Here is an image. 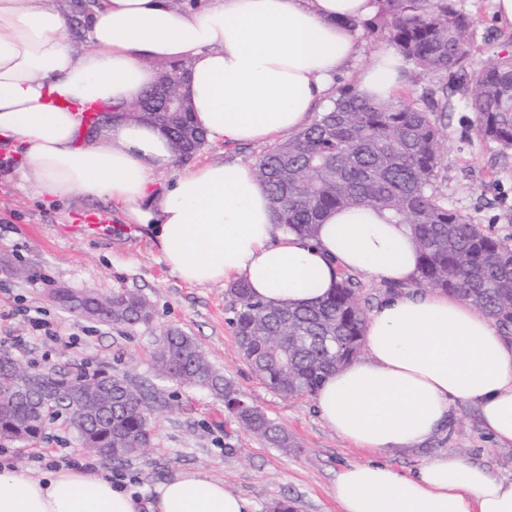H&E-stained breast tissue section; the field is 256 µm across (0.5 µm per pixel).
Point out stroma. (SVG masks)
<instances>
[{
  "instance_id": "1",
  "label": "stroma",
  "mask_w": 512,
  "mask_h": 512,
  "mask_svg": "<svg viewBox=\"0 0 512 512\" xmlns=\"http://www.w3.org/2000/svg\"><path fill=\"white\" fill-rule=\"evenodd\" d=\"M455 4L475 29L468 66L512 52V25L498 22L493 0ZM473 120L469 112H447L436 191L449 208L509 237L512 154L479 137ZM59 287L101 295L132 290L149 300L154 315L133 327L87 319L53 299ZM228 292L221 284L190 285L172 275L148 233L123 223L106 200L77 197L57 205L0 179V349L44 372L125 375L153 396V441L147 454L121 466L101 458L98 470L128 483L145 502L156 485L177 473L204 471L250 499L254 512H267L270 503L284 499L293 512H341L330 489L337 473L365 460V453L324 423L314 399L282 396L252 373L238 352ZM171 328L192 336L217 371L288 431L297 451L284 454L247 432L228 416L223 400L207 390L158 377L152 354ZM39 446L84 457L62 415L38 445L0 438V461L39 474L33 457ZM444 453L512 480V446L498 444L484 431L473 403H454L437 435L422 447L396 452L389 462L411 472Z\"/></svg>"
}]
</instances>
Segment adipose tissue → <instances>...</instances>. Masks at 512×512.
I'll use <instances>...</instances> for the list:
<instances>
[{"label":"adipose tissue","mask_w":512,"mask_h":512,"mask_svg":"<svg viewBox=\"0 0 512 512\" xmlns=\"http://www.w3.org/2000/svg\"><path fill=\"white\" fill-rule=\"evenodd\" d=\"M371 0H94L85 43L44 0H0V145L14 152L7 180L39 198L112 203L146 229L165 264L193 285L245 282L257 299L307 307L334 290L340 271L400 285L364 326L365 356L332 372L321 419L369 460L336 475L342 512H512V481L455 454L404 473L388 454L424 443L451 405L479 408L485 431L512 445V345L466 302L405 291L419 251L411 228L360 205L325 215L314 237L281 229L251 169L232 161L187 165L163 190L155 176L177 155L146 121L89 128L87 105H131L159 64L184 63L194 123L212 143H263L298 134L358 57L344 26ZM401 62L389 50L359 78L363 94L389 96ZM131 490L101 473L62 466L33 477L0 466V512H139ZM152 512H253V503L200 471L160 484Z\"/></svg>","instance_id":"1"}]
</instances>
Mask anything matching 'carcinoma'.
Instances as JSON below:
<instances>
[{
  "label": "carcinoma",
  "mask_w": 512,
  "mask_h": 512,
  "mask_svg": "<svg viewBox=\"0 0 512 512\" xmlns=\"http://www.w3.org/2000/svg\"><path fill=\"white\" fill-rule=\"evenodd\" d=\"M375 13L345 25L362 34L387 33L388 41L414 67V78H449L442 88H463L464 108L474 115L479 136L512 151V57L497 56L460 82L469 55V18L453 0H373ZM189 160L206 144L189 109L151 114ZM442 125L438 113L405 97L377 100L360 93L358 80L340 89L333 107L294 138L277 143L256 161L253 172L265 187L276 223L314 236L326 213L356 205L391 212L395 223L411 226L419 248L415 282L467 301L512 328V241L498 238L448 209L434 184L441 169ZM232 327L238 349L253 373L286 397L313 396L323 380L362 351L365 309L359 282L339 273L336 290L308 308L267 305L246 284L231 286ZM84 303L101 321L133 326L153 312L141 294L89 293ZM15 357L0 351V437L31 442L42 438L65 409L84 450L122 464L143 453L152 439L153 406L148 393L125 377L93 373L58 376L38 373L43 400L14 397L9 371ZM161 378L201 386L224 399V407L245 429L286 452L295 441L236 385L215 370L195 339L180 330L161 336L153 353ZM100 386L101 398H67Z\"/></svg>",
  "instance_id": "cac0c4a2"
}]
</instances>
